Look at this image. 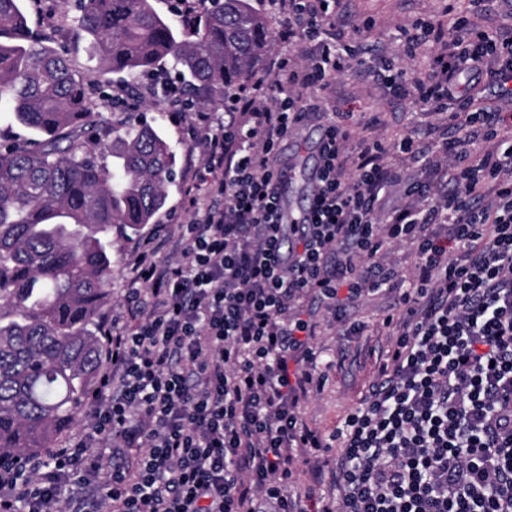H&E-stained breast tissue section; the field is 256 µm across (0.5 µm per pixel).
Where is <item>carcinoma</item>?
Segmentation results:
<instances>
[{"label":"carcinoma","instance_id":"1","mask_svg":"<svg viewBox=\"0 0 512 512\" xmlns=\"http://www.w3.org/2000/svg\"><path fill=\"white\" fill-rule=\"evenodd\" d=\"M86 39L102 82L128 96L171 61L196 102L248 83L268 46L250 0L206 5L185 37L152 0H55ZM31 30L19 0H0V121L33 137L0 145V456L34 457L80 421L104 366L100 312L110 295L106 239L156 222L177 154L151 124L98 133L100 108L66 55Z\"/></svg>","mask_w":512,"mask_h":512}]
</instances>
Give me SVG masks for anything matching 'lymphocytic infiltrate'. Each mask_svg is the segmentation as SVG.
Instances as JSON below:
<instances>
[{
  "label": "lymphocytic infiltrate",
  "instance_id": "1",
  "mask_svg": "<svg viewBox=\"0 0 512 512\" xmlns=\"http://www.w3.org/2000/svg\"><path fill=\"white\" fill-rule=\"evenodd\" d=\"M280 17L270 78L194 110L174 84L153 98L202 146L206 193L142 251L83 431L47 458L0 465V512H307L289 492L295 452L329 445L299 408L322 362L310 302L388 289L397 339L337 437L339 512H512V34L434 17L403 29L410 69L383 61L393 98L430 107L460 135L425 157L412 136L354 137L336 75L361 46L336 0H268ZM507 109L478 105L480 83ZM322 121L307 222L282 224L278 148ZM424 182L390 203L403 169ZM414 245L410 280L385 242ZM112 470L101 474L103 457Z\"/></svg>",
  "mask_w": 512,
  "mask_h": 512
}]
</instances>
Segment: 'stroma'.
<instances>
[{
	"mask_svg": "<svg viewBox=\"0 0 512 512\" xmlns=\"http://www.w3.org/2000/svg\"><path fill=\"white\" fill-rule=\"evenodd\" d=\"M29 24L37 30H48L53 34L51 45L64 52L75 65H83L84 53L71 38L67 29L56 27L54 0H23ZM454 12L489 13L493 24L512 27V0H342L341 11L348 15L352 23L365 18L376 19L378 26L372 35L355 34L354 41L359 45L369 43L384 49L394 66H401L399 56L404 25L426 16H444L446 8ZM357 64L339 73L336 88L344 92L342 111L351 115L350 122L354 136H362L364 125L371 118H379L378 134L387 140H394L409 134L419 144L431 140L430 128L438 123V115L429 112L427 107L409 104L403 109H393L383 91H369L358 80ZM139 118L147 122H157L159 129L169 142L177 147L178 166L176 180L168 189L167 204L159 214L156 223L146 225L140 231L113 229L112 267L114 270L110 285L108 310L119 309L131 276V266L139 250L147 243L155 241L159 227L172 224L185 218L187 197L186 169L188 159L201 155L202 146L190 142L182 126L160 116L152 100H145L136 110ZM320 139V123L313 120L298 130L280 145L282 163L303 165L305 159L317 156ZM395 295L389 291L367 297L353 304L341 306L336 313H328L325 305H317L316 314L321 322L319 336L314 344L321 350L324 360L332 361L319 384L313 388L300 408L301 417L312 427L325 434H332L341 427L345 416L365 395L369 384L374 380L381 355L387 349L390 338L382 325L383 318L391 313ZM359 323L365 331L360 336L344 333L345 324Z\"/></svg>",
	"mask_w": 512,
	"mask_h": 512,
	"instance_id": "obj_1",
	"label": "stroma"
}]
</instances>
